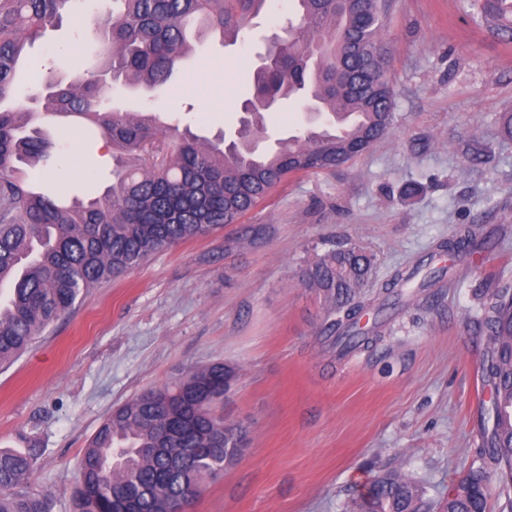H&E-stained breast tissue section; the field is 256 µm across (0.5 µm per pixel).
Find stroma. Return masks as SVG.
<instances>
[{
    "mask_svg": "<svg viewBox=\"0 0 512 512\" xmlns=\"http://www.w3.org/2000/svg\"><path fill=\"white\" fill-rule=\"evenodd\" d=\"M293 14L292 0H269L244 41L209 38L180 64L179 93L117 85L107 104L178 110L208 140L234 131L258 54ZM84 15L31 48L37 74L18 78L16 106L35 108L42 74L70 81L96 68ZM382 38L394 119L365 153L290 177L237 223L91 289L0 368V448L34 451L29 486L49 493L51 512H73L83 451L114 409L213 363L239 371L222 411L249 444L188 512H344L399 465L436 505L466 473L485 352L470 317L512 285V137L498 123L512 113V42L488 30L472 0H389ZM46 131L60 164L40 191L66 202L101 195L114 162L99 130ZM411 183L419 191L405 195ZM464 225L479 228L480 253L436 256ZM350 243L373 256V289L416 265L442 275L409 303H366L359 326L381 322L380 338L341 355L301 272Z\"/></svg>",
    "mask_w": 512,
    "mask_h": 512,
    "instance_id": "1",
    "label": "stroma"
}]
</instances>
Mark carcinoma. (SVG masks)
<instances>
[{
  "instance_id": "carcinoma-1",
  "label": "carcinoma",
  "mask_w": 512,
  "mask_h": 512,
  "mask_svg": "<svg viewBox=\"0 0 512 512\" xmlns=\"http://www.w3.org/2000/svg\"><path fill=\"white\" fill-rule=\"evenodd\" d=\"M78 0H0V104L13 96L26 47L62 25ZM267 0H113L112 17L93 19L99 68L62 85L48 76L37 111L0 108V279H10V303L0 304V365L24 352L97 285L183 241L234 224L288 177L336 168L384 136L394 98L382 41V0H295L303 26L288 25L266 48L269 64L253 73L245 130L232 145L205 142L190 127L151 112L102 108L115 84L146 96L172 84L175 66L197 37L218 33L234 45ZM492 30L512 36V0H476ZM306 99L330 123L302 136L266 140L265 109L255 100ZM348 109L355 123L330 131ZM85 120L112 143L114 181L86 203L68 204L30 189L21 166L51 170L54 145L36 113ZM482 248L474 225L437 245L452 257ZM372 260L357 244L333 248L311 262L302 282L321 300L328 340L348 353L374 337L358 329ZM420 267L399 271L379 295L395 306L431 286ZM486 342L481 377L490 399L479 407L480 435L472 466L448 491L440 512H487L488 488L499 484L512 512V290H494L474 317ZM237 379L217 363L197 368L171 387L119 406L84 449L74 512H172L198 495L205 478L232 464L247 445L242 424L215 408ZM35 455L0 449V512H50L46 494L24 490ZM345 512H431L424 486L402 467L377 477Z\"/></svg>"
}]
</instances>
